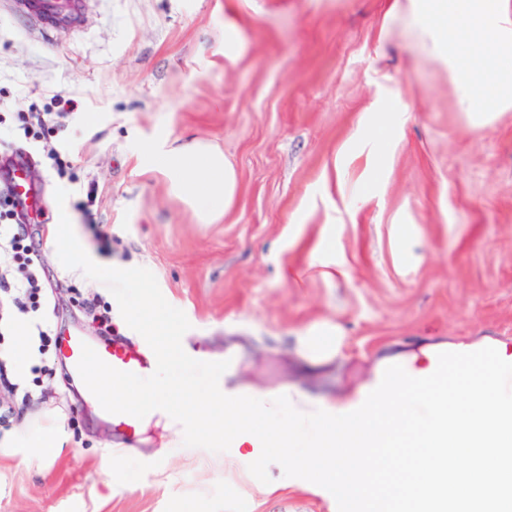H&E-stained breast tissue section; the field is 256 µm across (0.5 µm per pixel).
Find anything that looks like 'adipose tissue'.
Here are the masks:
<instances>
[{
	"label": "adipose tissue",
	"mask_w": 512,
	"mask_h": 512,
	"mask_svg": "<svg viewBox=\"0 0 512 512\" xmlns=\"http://www.w3.org/2000/svg\"><path fill=\"white\" fill-rule=\"evenodd\" d=\"M389 11L408 12L424 48L444 59L474 125L512 110V55L503 50L512 43V0H390ZM137 150L199 223H214L233 207L237 173L222 151L163 136L141 141Z\"/></svg>",
	"instance_id": "ef3b65f1"
}]
</instances>
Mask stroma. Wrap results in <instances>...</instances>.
Here are the masks:
<instances>
[{"label": "stroma", "mask_w": 512, "mask_h": 512, "mask_svg": "<svg viewBox=\"0 0 512 512\" xmlns=\"http://www.w3.org/2000/svg\"><path fill=\"white\" fill-rule=\"evenodd\" d=\"M386 0H81L48 46L33 23L0 8V95L43 105L65 90L81 107L58 139L71 177L40 162L46 199L25 232L58 330L97 333L82 299L116 300L66 269L47 241L58 205L105 264L149 269L191 327L196 360L239 355L233 385L299 390L333 405L357 395L381 358L425 342L493 336L512 347V111L476 127L444 64L427 55ZM238 33L241 56L224 55ZM392 99L395 123L379 173L367 129ZM201 139L237 170L234 208L197 223L136 148L154 134ZM97 189L93 223L77 205ZM340 266L336 278L324 263ZM340 327V354L310 357L311 329ZM33 367L38 356H30ZM25 372L34 398L0 414L61 425L40 458L0 447V512H335L268 467L271 494L223 454L187 447L160 417L137 449L107 459L111 418L64 367Z\"/></svg>", "instance_id": "1"}]
</instances>
